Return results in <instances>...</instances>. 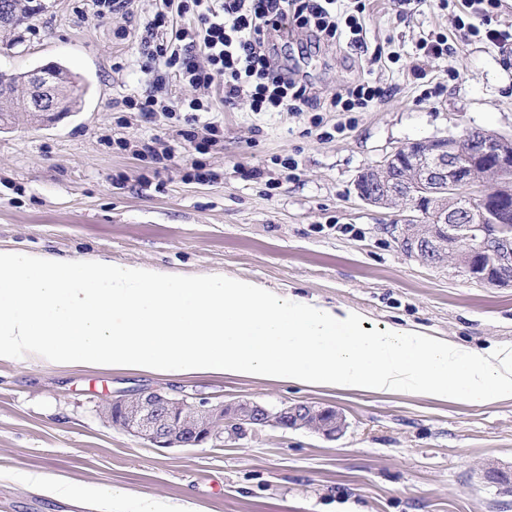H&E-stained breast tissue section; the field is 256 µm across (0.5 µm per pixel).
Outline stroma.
<instances>
[{
  "instance_id": "obj_1",
  "label": "stroma",
  "mask_w": 512,
  "mask_h": 512,
  "mask_svg": "<svg viewBox=\"0 0 512 512\" xmlns=\"http://www.w3.org/2000/svg\"><path fill=\"white\" fill-rule=\"evenodd\" d=\"M34 18L0 28V72L58 63L78 77L79 111L51 122L19 111L0 132V248L68 259L104 256L192 279H255L361 311L386 323L485 349L512 346V287L429 266L399 246L398 212L355 194L361 170L414 140L480 128L512 136V38L470 35L462 0H414L396 12L371 0L364 45L316 42L295 30L282 64L321 103L316 113L255 112L249 99L198 115L224 133L202 155L214 182L194 177L181 137L163 118L129 111L145 91L141 38L158 0H127L97 17L91 0H33ZM447 37L454 56H428ZM385 88L361 112H331L334 94ZM323 122L313 126L311 118ZM158 138L155 164L115 141ZM295 159L287 171L283 162ZM143 386L213 403L276 409L310 402L341 413L329 440L268 426L199 446L159 448L104 423L103 402ZM109 484L203 512H512V400L454 404L410 396L341 394L237 378L0 363V512H83L44 498L21 472Z\"/></svg>"
}]
</instances>
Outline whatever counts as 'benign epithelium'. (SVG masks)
I'll return each instance as SVG.
<instances>
[{
  "mask_svg": "<svg viewBox=\"0 0 512 512\" xmlns=\"http://www.w3.org/2000/svg\"><path fill=\"white\" fill-rule=\"evenodd\" d=\"M55 65L27 73L28 111L58 112ZM357 197L377 208L402 206L407 215L397 240L410 256L439 266L452 263L472 280L488 282L487 270L512 267V136L479 128L408 142L365 167L355 181ZM450 199L452 206L441 205ZM109 424L160 448L187 447L266 426L308 429L334 440L345 420L309 403L270 409L244 401L212 404L192 395L172 397L142 387L99 408Z\"/></svg>",
  "mask_w": 512,
  "mask_h": 512,
  "instance_id": "benign-epithelium-1",
  "label": "benign epithelium"
}]
</instances>
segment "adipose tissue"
<instances>
[{
  "label": "adipose tissue",
  "instance_id": "1",
  "mask_svg": "<svg viewBox=\"0 0 512 512\" xmlns=\"http://www.w3.org/2000/svg\"><path fill=\"white\" fill-rule=\"evenodd\" d=\"M20 360L443 402L512 399V347L482 350L399 325L373 329L353 308L248 278L188 280L150 265L0 248V363ZM24 479L98 512H198L48 471Z\"/></svg>",
  "mask_w": 512,
  "mask_h": 512
}]
</instances>
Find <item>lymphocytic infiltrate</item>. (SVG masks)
<instances>
[{
	"label": "lymphocytic infiltrate",
	"mask_w": 512,
	"mask_h": 512,
	"mask_svg": "<svg viewBox=\"0 0 512 512\" xmlns=\"http://www.w3.org/2000/svg\"><path fill=\"white\" fill-rule=\"evenodd\" d=\"M338 0H161L144 29V56L157 77L152 88L126 105L144 116L179 119L207 112L213 104H234L248 96L252 111L270 108L301 112L314 106L307 86L276 63L269 43L282 25L306 29L325 41L349 34L364 40L355 17H342ZM209 91V98L172 102L167 77Z\"/></svg>",
	"instance_id": "1"
}]
</instances>
